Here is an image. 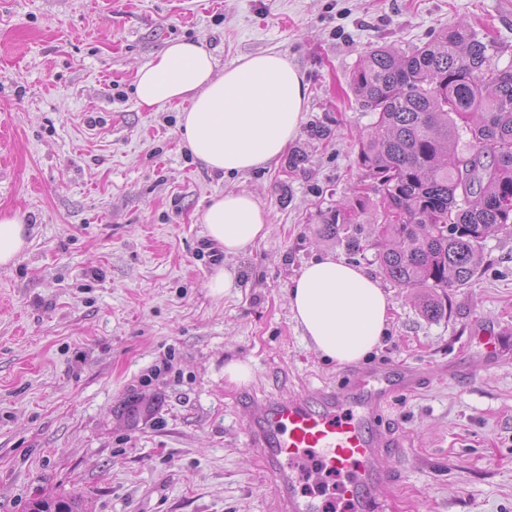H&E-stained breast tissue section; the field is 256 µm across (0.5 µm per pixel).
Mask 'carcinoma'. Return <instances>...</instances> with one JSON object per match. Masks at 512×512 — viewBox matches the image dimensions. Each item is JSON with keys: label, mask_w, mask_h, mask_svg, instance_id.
I'll return each mask as SVG.
<instances>
[{"label": "carcinoma", "mask_w": 512, "mask_h": 512, "mask_svg": "<svg viewBox=\"0 0 512 512\" xmlns=\"http://www.w3.org/2000/svg\"><path fill=\"white\" fill-rule=\"evenodd\" d=\"M349 85L373 115L358 164L381 195L384 275L417 292L421 312L442 311L437 291L475 276L495 228H512V66L501 69L464 24L409 52L379 46ZM366 193L322 216L326 237L360 223ZM30 512H84L77 498H41Z\"/></svg>", "instance_id": "carcinoma-1"}]
</instances>
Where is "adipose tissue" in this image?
Segmentation results:
<instances>
[{"label":"adipose tissue","instance_id":"obj_1","mask_svg":"<svg viewBox=\"0 0 512 512\" xmlns=\"http://www.w3.org/2000/svg\"><path fill=\"white\" fill-rule=\"evenodd\" d=\"M307 86L284 53L240 57L217 71L213 56L194 41L171 42L138 68V106L161 109L187 100L179 130L196 158L215 170L271 167L297 134ZM201 220L228 255L247 253L269 233L267 216L252 195L216 196ZM19 213H0V267L15 264L28 246ZM288 305L312 348L342 366L364 360L386 330L391 302L362 268L328 257L304 266L288 289Z\"/></svg>","mask_w":512,"mask_h":512}]
</instances>
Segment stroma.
<instances>
[{
	"label": "stroma",
	"instance_id": "1",
	"mask_svg": "<svg viewBox=\"0 0 512 512\" xmlns=\"http://www.w3.org/2000/svg\"><path fill=\"white\" fill-rule=\"evenodd\" d=\"M457 23L512 65V0H0V210L29 227L0 268V512L46 495L89 512H276L239 424L252 397L341 382L287 299L326 257L391 301L367 366L426 377L390 409L404 453L386 512H512V354L489 365L469 341L476 320L512 336V231L491 232L437 319L381 271L380 195L362 250L319 233L369 183L357 154L372 118L350 72L369 48L409 51ZM181 39L221 68L281 52L304 74V118L277 164L213 171L184 149L180 107L138 106L137 67ZM228 188L270 224L236 256L214 254L201 222ZM220 264L237 286L217 299L206 281ZM238 358L253 369L244 385L224 376Z\"/></svg>",
	"mask_w": 512,
	"mask_h": 512
}]
</instances>
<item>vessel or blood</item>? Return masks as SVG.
Masks as SVG:
<instances>
[{
	"instance_id": "obj_1",
	"label": "vessel or blood",
	"mask_w": 512,
	"mask_h": 512,
	"mask_svg": "<svg viewBox=\"0 0 512 512\" xmlns=\"http://www.w3.org/2000/svg\"><path fill=\"white\" fill-rule=\"evenodd\" d=\"M472 333L486 361L503 357L506 347L495 332L476 326ZM423 381L413 368L354 369L348 382L334 389L254 401L244 445L268 472L279 512H325L327 503L318 493L300 490L305 471L316 478L339 476L350 512H379L378 494L394 480L387 460L400 448L384 416L395 397L415 392Z\"/></svg>"
}]
</instances>
